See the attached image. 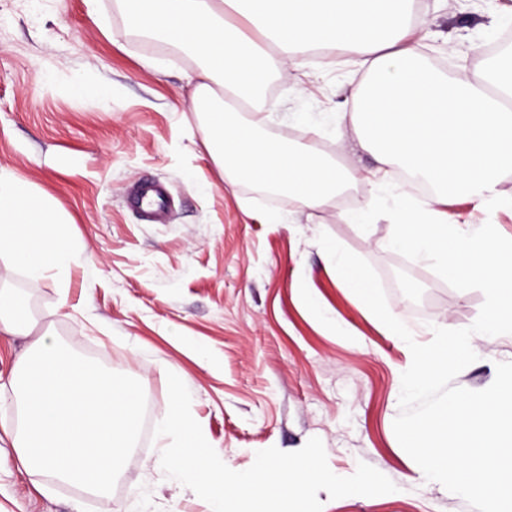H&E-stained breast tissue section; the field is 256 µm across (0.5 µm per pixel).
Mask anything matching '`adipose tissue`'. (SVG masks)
<instances>
[{"label":"adipose tissue","mask_w":512,"mask_h":512,"mask_svg":"<svg viewBox=\"0 0 512 512\" xmlns=\"http://www.w3.org/2000/svg\"><path fill=\"white\" fill-rule=\"evenodd\" d=\"M132 29L179 46L198 61L189 111L202 115L211 153L225 172L291 196L300 209L325 208L355 181L353 170L318 155L311 144L261 139L262 117L234 120L253 91L274 73L298 70L315 47L361 59L365 77L350 91L348 124L357 146L377 166L376 191L402 169L428 182L425 198L407 190L388 210V247L431 259L443 274H467L484 288L488 310L476 334L447 332L412 364L409 386H421L448 355L463 357L475 340L512 335V239L490 225L461 226L448 199L478 206L504 203L498 189L512 174V52L487 61L481 79L435 67L413 37L417 0H234L253 27L245 36L224 0H156L136 9L118 0ZM69 221L35 185L0 170V258L34 280L78 264ZM34 319L25 300L0 288V334L27 335Z\"/></svg>","instance_id":"1"}]
</instances>
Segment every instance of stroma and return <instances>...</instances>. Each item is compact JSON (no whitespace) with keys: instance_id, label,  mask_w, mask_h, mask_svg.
Returning a JSON list of instances; mask_svg holds the SVG:
<instances>
[{"instance_id":"35a3bbf8","label":"stroma","mask_w":512,"mask_h":512,"mask_svg":"<svg viewBox=\"0 0 512 512\" xmlns=\"http://www.w3.org/2000/svg\"><path fill=\"white\" fill-rule=\"evenodd\" d=\"M508 7L512 0H420L427 56L477 75L483 47L512 27L501 17ZM195 69L193 57L134 35L117 0H0V168L54 198L84 257L60 277L32 281L20 269L0 277L35 322L30 335H0V430L14 425L15 367L45 336L138 379L146 396L142 435L107 495L29 475L0 442V512H208L155 465L171 373L233 470L248 469L258 451L289 452L317 437L334 474L364 462L397 487L374 497L319 492L323 512H474L415 474L393 431L410 349L342 287L317 242L328 233L367 260L419 343L433 327L464 328L478 316L480 291L455 290L427 262L382 246L391 226L368 179L375 161L340 149L351 130L339 116L363 66L330 51L309 58L304 95L279 76L257 97L267 138L310 143L358 172L313 213L223 173L209 130L188 110ZM78 80L108 87L109 98L73 95ZM143 180L165 189L163 222L129 202ZM365 202L368 222L339 220ZM475 352L455 385L483 387L496 363L512 360V335Z\"/></svg>"}]
</instances>
